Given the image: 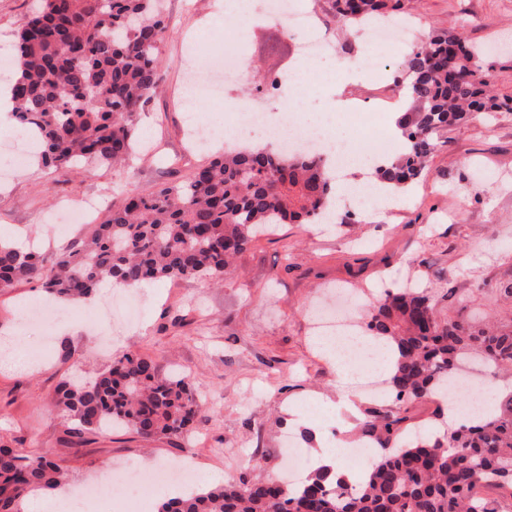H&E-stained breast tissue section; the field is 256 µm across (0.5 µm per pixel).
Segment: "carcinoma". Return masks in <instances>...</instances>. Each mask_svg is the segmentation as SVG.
<instances>
[{
    "mask_svg": "<svg viewBox=\"0 0 512 512\" xmlns=\"http://www.w3.org/2000/svg\"><path fill=\"white\" fill-rule=\"evenodd\" d=\"M409 3L332 0L337 22L350 30L404 13ZM166 31L159 0H41L14 34L12 92L15 118L38 138L43 166L67 174L129 159L137 113L162 80ZM488 52L451 30H432L407 51L394 74L411 102L397 118L405 149L374 168L375 182L393 193L407 189L448 129L476 112H512V94L491 89ZM333 192L323 157L266 149L209 156L182 183L127 194L50 260L0 240V288L34 283L63 301L107 282H221L256 234L320 222ZM366 330L390 343V403L366 408L357 424L358 439L378 450L359 482L319 468L296 483L193 489L163 500L157 512H498L484 490L512 497V391L495 412L442 436L406 430L402 407L448 397V376L467 359L511 372L512 323L477 330L442 318L428 289L409 281L371 305ZM57 408L83 437L124 427L152 438L193 429L202 404L188 377L161 379L150 359L127 353L94 381L62 383ZM64 475L44 455L1 446L0 512L54 493Z\"/></svg>",
    "mask_w": 512,
    "mask_h": 512,
    "instance_id": "1",
    "label": "carcinoma"
}]
</instances>
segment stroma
Wrapping results in <instances>:
<instances>
[{"mask_svg":"<svg viewBox=\"0 0 512 512\" xmlns=\"http://www.w3.org/2000/svg\"><path fill=\"white\" fill-rule=\"evenodd\" d=\"M216 0H165L168 33L160 46L162 82L138 120L143 144L128 167L107 164L54 175L29 156L26 167L0 176V227L51 258L80 227L59 233L49 221L57 204L81 203L105 193L108 203L136 190H156L186 179L202 159L194 150L179 106L188 96V35L204 36L222 49L226 27L211 22ZM410 22L419 33L455 28L470 41L512 38V0H414ZM304 35L265 15L255 20L237 47L247 65L269 77L294 75ZM363 69L349 73L348 93L362 99L376 90L375 76L387 77L396 97L379 130L359 136L363 149L383 152L385 138L399 139L398 113L410 102L390 77L400 57L378 58L361 51ZM319 77L296 110L312 126L337 123L326 111L322 77L334 74L337 59L313 60ZM237 96L199 101L196 117L221 132L212 152L257 145V133L238 136L232 114ZM343 224H283L239 254L215 283L199 278L149 281L134 294V324L116 325L112 347L99 346L98 312L117 288L105 283L94 302L73 316L52 314L23 322L21 307L44 301L33 283L0 289V445L63 460L68 486L97 482L128 460L147 465H186L205 484L269 479L288 466L285 436L307 431L304 457L314 448H344L352 441V412L369 399L346 403L336 392L331 363L314 347L311 311L339 286L364 290L367 305L384 298L393 282L416 278L434 289L440 316L476 322L490 315L512 322V302L500 290L512 282V113L478 114L448 132L418 181L400 193L393 207L377 212L347 199L338 206ZM22 347L24 364L14 367L4 347ZM131 352L153 360L159 377L189 372L204 402L194 422L195 442L180 435L146 440L127 430H104L85 438L56 407L60 384L70 376L92 379L115 356Z\"/></svg>","mask_w":512,"mask_h":512,"instance_id":"35a3bbf8","label":"stroma"}]
</instances>
